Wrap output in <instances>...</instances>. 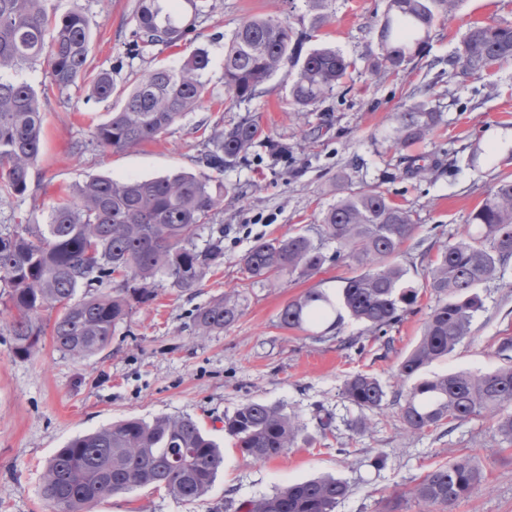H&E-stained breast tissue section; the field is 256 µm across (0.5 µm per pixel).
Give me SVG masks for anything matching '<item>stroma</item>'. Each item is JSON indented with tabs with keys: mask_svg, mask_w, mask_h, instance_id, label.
Listing matches in <instances>:
<instances>
[{
	"mask_svg": "<svg viewBox=\"0 0 512 512\" xmlns=\"http://www.w3.org/2000/svg\"><path fill=\"white\" fill-rule=\"evenodd\" d=\"M93 37L90 72H111L117 89L146 71L149 58L127 59L124 42L136 0H81ZM199 19L196 46L209 52L205 74L213 92L155 141L119 152H101L91 142L93 124L107 119L110 103L89 101V83L78 80L50 93L44 105L43 147L31 171V189L0 200V224L25 215L47 221L61 189H76L91 178L133 175L151 179L196 171L200 126H229L249 115L265 132L287 143V156H270L260 146L246 162L225 171L229 192L218 218L224 227V262L208 273L196 293L161 288L157 297L134 307L100 353L75 359L41 336L35 355H14L0 304V512H50L39 487L44 462L75 436L126 419L190 416L224 444V468L203 497L183 502L165 491L138 488L99 501L93 512H236L242 501L277 487L330 474L349 487L336 512H378L381 500L404 492L431 468L471 455L484 466L481 490L447 512H512V442L478 416L410 432L395 405L369 413L343 393L356 373L377 377L388 394L405 391L397 366L420 338L436 297L424 291L427 271L444 245L465 237L470 214L500 179L512 177V150L497 134L512 133V61L476 77L449 73L467 29L475 24L512 25V0H461L452 16H440L418 57L398 74L374 75L375 30L387 0H330L331 24L311 38L354 60L343 81L307 112L294 111L289 87L295 70L285 67L261 94L233 102L224 89V46L246 19L285 20L308 27L305 0H216ZM427 99L441 122L409 152L391 141L395 116L413 101ZM424 156L428 171L406 173L405 155ZM376 186L408 209L415 230L397 257L406 281L422 293L413 312L386 336L366 333L344 320L340 329L307 332L281 327L289 300L318 288L336 295L350 267L326 263L313 274L284 275L270 282L248 279L243 255L259 240L298 231L319 237L321 214L342 189ZM484 309L471 336L433 363L430 373L488 371L499 366L495 348L512 336V263L482 285ZM233 297L238 320L223 332L199 335L198 307ZM359 338L360 348L343 343ZM263 401L296 417L311 444H298L276 459L243 457L223 431L224 418L243 403ZM384 454L386 465L371 461Z\"/></svg>",
	"mask_w": 512,
	"mask_h": 512,
	"instance_id": "stroma-1",
	"label": "stroma"
}]
</instances>
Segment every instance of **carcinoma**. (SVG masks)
<instances>
[{"mask_svg": "<svg viewBox=\"0 0 512 512\" xmlns=\"http://www.w3.org/2000/svg\"><path fill=\"white\" fill-rule=\"evenodd\" d=\"M49 0H0V198L21 197L30 184L43 140V112L38 93L13 73L43 61L49 84L62 91L87 71L92 33L84 8L59 17ZM460 0H388L377 30L379 74L399 72L429 39L439 10L453 13ZM191 8L186 16L183 5ZM310 31L299 34L271 18H251L239 26L224 48V87L237 101L252 99L282 68L296 69L289 97L303 112L326 98L355 62L332 47L302 53L311 34L331 23L328 0H307ZM214 5L204 0H137L131 23L129 56L153 49H187L169 64L154 66L131 89L110 118L95 126L92 143L101 151L121 152L153 141L211 95L205 73L207 50L193 46L196 23ZM51 39H46V34ZM512 60V26L473 25L463 37L457 61L467 75H482ZM115 93L112 73L96 75L91 96L106 102ZM441 115L423 101L396 116L393 143L402 150L424 139ZM262 144L269 154L288 153L253 117L216 128L201 143L197 172L154 179L114 180L99 176L49 210L48 223L20 219L0 230V296L11 313L14 353L30 357L45 334L42 314L55 313L50 336L55 347L73 357L102 351L133 305L154 299L169 285L193 293L206 274L224 262V230L198 243L224 204L218 175L238 166ZM475 231L444 246L429 268L424 288L438 296L418 343L400 360L398 376L411 382L399 394V420L409 431L464 421L487 414L501 436L512 441V337L500 339L503 363L488 371L426 375L433 362L448 357L471 334L484 308L478 289L512 261V179L503 178L471 213ZM409 211L377 187L348 190L322 217L325 237L336 242L327 255L323 243L297 232L263 240L243 256L251 278L271 281L300 270L315 273L325 263L355 266L342 280L339 303L354 320L376 334L397 324L417 303L419 291L404 285L406 271L396 263L400 246L413 233ZM240 315L239 303L224 297L198 308L194 323L202 336L221 332ZM280 324L308 331L338 325L330 296L317 288L290 300ZM344 394L362 411L375 412L387 401L380 380L357 374ZM224 433L241 453L270 461L295 447L301 426L275 405L250 401L224 417ZM224 467V453L191 417L160 418L151 423L128 419L71 440L47 462L40 494L54 512H92L99 501L137 488L164 489L192 502L206 495ZM484 481L479 460L459 456L430 470L412 489L381 507L402 512H446L448 506L477 493ZM348 492L338 478L318 476L288 483L273 493L240 505L241 512H335Z\"/></svg>", "mask_w": 512, "mask_h": 512, "instance_id": "carcinoma-1", "label": "carcinoma"}]
</instances>
